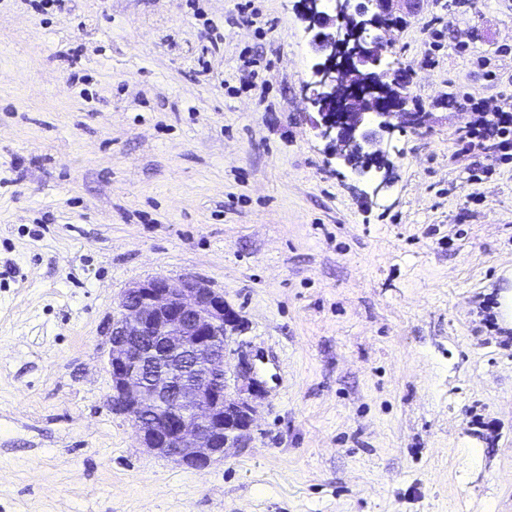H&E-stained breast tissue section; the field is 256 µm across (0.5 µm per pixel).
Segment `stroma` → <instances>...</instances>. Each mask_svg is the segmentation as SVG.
I'll use <instances>...</instances> for the list:
<instances>
[{"label":"stroma","mask_w":512,"mask_h":512,"mask_svg":"<svg viewBox=\"0 0 512 512\" xmlns=\"http://www.w3.org/2000/svg\"><path fill=\"white\" fill-rule=\"evenodd\" d=\"M301 11L0 0V512H512V162L459 141L512 101V0L393 29L428 122L377 194L308 121ZM159 276L265 360L251 442L201 470L109 405L106 324Z\"/></svg>","instance_id":"1"}]
</instances>
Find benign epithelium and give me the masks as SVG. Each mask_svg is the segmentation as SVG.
<instances>
[{"instance_id": "obj_1", "label": "benign epithelium", "mask_w": 512, "mask_h": 512, "mask_svg": "<svg viewBox=\"0 0 512 512\" xmlns=\"http://www.w3.org/2000/svg\"><path fill=\"white\" fill-rule=\"evenodd\" d=\"M402 2L303 0L311 49L320 59L305 87L317 114L312 128L350 168L359 153L385 168L381 136L419 130L427 120L407 109L406 86L381 69ZM240 326L224 295L195 276L177 283L154 277L124 292L109 332L110 405L131 422L141 447L195 468L246 447L255 423L248 397L262 385L251 362L228 373V339ZM232 379L246 383L248 396L230 391Z\"/></svg>"}]
</instances>
